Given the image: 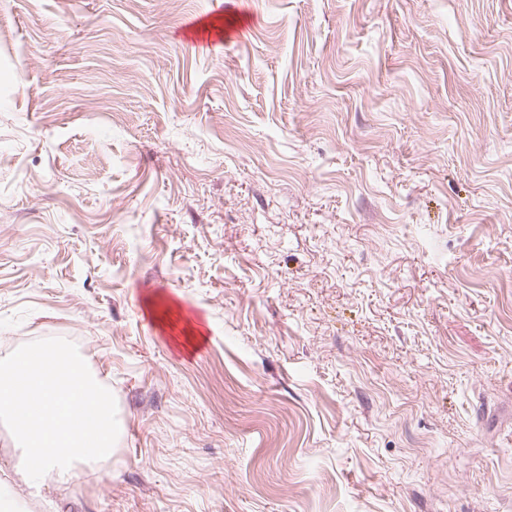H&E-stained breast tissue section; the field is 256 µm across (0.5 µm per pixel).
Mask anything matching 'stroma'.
Masks as SVG:
<instances>
[{
    "label": "stroma",
    "mask_w": 512,
    "mask_h": 512,
    "mask_svg": "<svg viewBox=\"0 0 512 512\" xmlns=\"http://www.w3.org/2000/svg\"><path fill=\"white\" fill-rule=\"evenodd\" d=\"M54 343L124 432L51 509L0 424L23 512H512V0H0V354Z\"/></svg>",
    "instance_id": "stroma-1"
}]
</instances>
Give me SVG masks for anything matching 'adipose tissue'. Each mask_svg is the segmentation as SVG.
Segmentation results:
<instances>
[{
	"label": "adipose tissue",
	"instance_id": "1",
	"mask_svg": "<svg viewBox=\"0 0 512 512\" xmlns=\"http://www.w3.org/2000/svg\"><path fill=\"white\" fill-rule=\"evenodd\" d=\"M0 414L17 448L14 472L34 497L111 465L124 431L111 388L60 345L0 358Z\"/></svg>",
	"mask_w": 512,
	"mask_h": 512
}]
</instances>
